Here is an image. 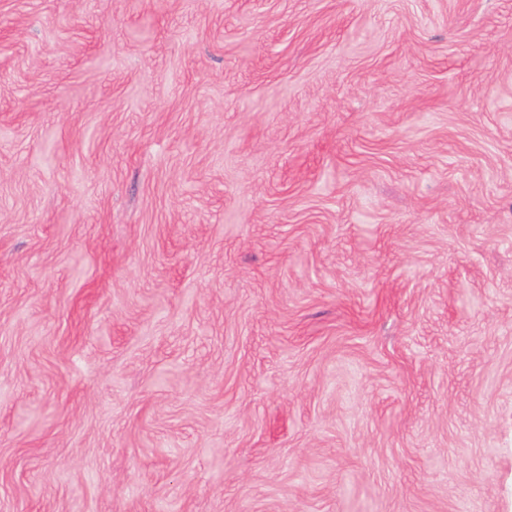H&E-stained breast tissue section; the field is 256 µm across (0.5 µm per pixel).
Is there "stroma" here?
I'll list each match as a JSON object with an SVG mask.
<instances>
[{
    "instance_id": "35a3bbf8",
    "label": "stroma",
    "mask_w": 512,
    "mask_h": 512,
    "mask_svg": "<svg viewBox=\"0 0 512 512\" xmlns=\"http://www.w3.org/2000/svg\"><path fill=\"white\" fill-rule=\"evenodd\" d=\"M512 512V0H0V512Z\"/></svg>"
}]
</instances>
